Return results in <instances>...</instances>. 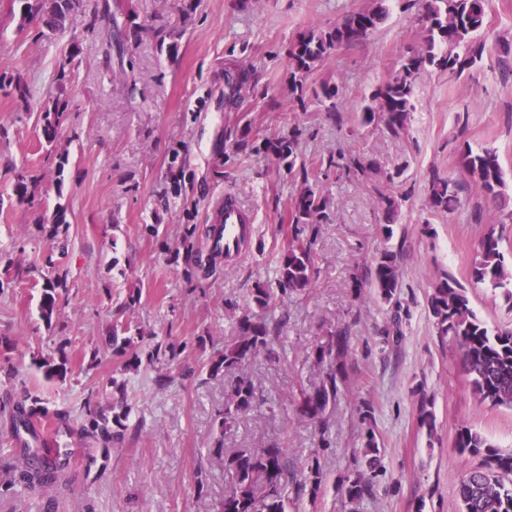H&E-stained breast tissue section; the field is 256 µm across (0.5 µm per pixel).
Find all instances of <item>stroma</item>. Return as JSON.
Here are the masks:
<instances>
[{
	"instance_id": "1",
	"label": "stroma",
	"mask_w": 512,
	"mask_h": 512,
	"mask_svg": "<svg viewBox=\"0 0 512 512\" xmlns=\"http://www.w3.org/2000/svg\"><path fill=\"white\" fill-rule=\"evenodd\" d=\"M96 2L85 0L63 31L45 34L38 22H21L18 0H0V73L30 88L25 98L0 90V453L19 459L29 448L69 444L74 455L53 492L55 512H217L228 486L219 439L230 452L278 443L297 472L319 460L318 497H302L288 512H459L455 488L472 460L453 448L456 428L469 424L512 448V409L477 404L456 343L436 334L427 298L441 276H453L467 284L479 318L512 328L500 293L469 280L487 228L512 264V219H500L469 180L454 214L431 212L425 196L430 171L459 176L465 142L497 149L512 187V55L501 53L512 45V0H488L490 50L461 77L422 72L409 133L400 138L358 128L357 116L397 74L402 56L419 47L421 0H389L388 21L359 46L332 50L307 75L300 101L288 90L292 42L370 0H120V21L142 28L122 55L109 46L112 24L95 12ZM64 61L68 107L49 144L41 114ZM242 73L248 80L235 88ZM325 83L342 92L338 111L319 94ZM461 115L466 124H458ZM295 128L300 153L322 164L318 185L330 204L318 224L293 222L302 173L255 151ZM341 151L359 154L372 170L348 177L327 166ZM20 172L41 178L35 204L13 193ZM379 188L404 199L389 238L374 201ZM228 192L253 218L243 256L190 272L189 259L176 252L183 227H196L193 259L211 261L212 216ZM61 207L70 226L63 253L44 230ZM151 224L158 234L148 232ZM297 234L311 244V286L284 298L276 359L258 357L247 369L255 408L219 433L225 382L201 368L233 336L230 310L243 307L257 284L277 287ZM386 250L400 268L391 304L375 299L371 276ZM49 255L69 289L50 326L39 312ZM136 289L139 303L116 312ZM117 321L188 347L161 369L125 370L108 345ZM334 327L348 332L347 373L323 426L302 418L297 402L321 377L309 353ZM62 341L70 371L65 381L46 382L32 358ZM160 373L166 385H156ZM118 383L131 409L121 440L105 442L72 419L13 432L12 415L27 394L69 411L91 393L107 411ZM423 403L434 428L420 422ZM367 405L373 417L366 421ZM370 430L382 466L373 497L355 506L345 481Z\"/></svg>"
}]
</instances>
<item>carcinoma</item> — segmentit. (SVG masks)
Returning <instances> with one entry per match:
<instances>
[{"instance_id":"obj_1","label":"carcinoma","mask_w":512,"mask_h":512,"mask_svg":"<svg viewBox=\"0 0 512 512\" xmlns=\"http://www.w3.org/2000/svg\"><path fill=\"white\" fill-rule=\"evenodd\" d=\"M21 19H36L50 33L65 28L70 16L83 7V0H21ZM389 16L387 0H372L361 10L345 14L336 25L327 30L301 33L291 44L290 90L298 101H303L304 80L322 60L339 46L353 47L361 43L384 24ZM424 35V47L409 51L404 56L398 73L379 87L374 98L376 109L366 108L359 113L358 125H381L394 137L407 133L416 82L422 71L433 67L440 72L459 77L476 61L482 59L486 42L481 33L486 28V0H424L416 17ZM79 54L74 49L65 62L59 64L56 75L58 95L42 113V133L46 143L54 142L68 102L64 98L66 67ZM263 149L273 151L278 158L288 161L298 157V135L277 143L266 142ZM461 172L488 195L500 211L512 212V194L508 192L504 170L497 150L491 147L472 149L465 143L459 149ZM344 169L363 176L370 165L360 156L350 153L345 157ZM38 186L24 174L16 177L15 195L22 201H33ZM459 182L453 177H442L432 171L428 177L426 201L437 213H454L459 207ZM402 198L390 192L376 191L377 207L381 210L386 237L393 234ZM329 205L319 186L304 182L295 198L293 221L297 224H318ZM48 237L66 238L69 225L64 210L58 209L55 223L47 228ZM48 275L40 301L42 319L52 324L60 313L61 304L68 299L67 273L59 271L52 255L45 258ZM311 247L295 237L288 245L280 265L279 292L260 284L255 289L248 308L235 316L234 336L224 344V350L214 355L205 365L211 378L234 374L224 392V412L219 421L221 434L235 428L239 418L249 412L256 402V388L251 378L243 373L245 367L258 356L273 355V345L282 327V317L276 315L278 294H303L311 286ZM475 284L486 285L501 292L512 309V266L505 263L500 251V238L489 228L481 239L479 249L469 270ZM376 297L389 303L399 285V270L394 254L386 250L379 257L372 278ZM429 309L434 319L437 336L452 337L458 345L463 370L478 403L491 408H512V328L491 327L470 307L468 289L452 277L438 281L429 296ZM112 354L125 358V369L137 371L141 366L155 367L174 360L184 347L173 342H144L140 329L113 324ZM348 338L344 329H329L315 345L310 357L318 365L330 360L320 382L301 390L297 408L303 418L327 424V410L335 401L338 381L346 373ZM68 356L64 348L56 355L36 356L32 366L48 381L63 380L67 376ZM29 409L19 414L16 428H28L35 419L58 413H49L39 395H27ZM84 422L90 432L110 441L126 429L129 409L118 402L108 416L96 410L91 398L83 402ZM453 448L468 455L477 463L465 470L456 486L461 512H512V449L496 446L480 431L463 423L457 430ZM381 450L373 431H368L355 476L347 479L345 488L349 502L357 505L374 493L373 478L380 466ZM224 469L230 485L224 491L219 512H288L290 497L305 494L317 497L322 488L323 471L318 459H313L301 477H295L288 466V451L276 443L264 448H242L224 454ZM0 470L9 475V483L0 490L6 495L18 496L35 491L46 492L59 486L61 467L56 460L34 451L22 461L0 454Z\"/></svg>"}]
</instances>
